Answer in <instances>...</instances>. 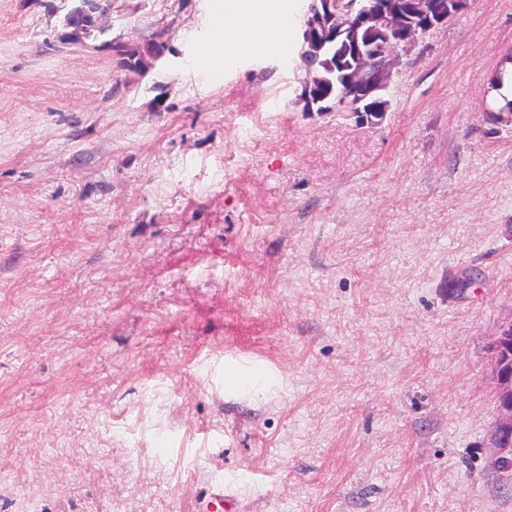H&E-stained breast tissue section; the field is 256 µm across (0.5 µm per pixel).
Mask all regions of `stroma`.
<instances>
[{"mask_svg": "<svg viewBox=\"0 0 512 512\" xmlns=\"http://www.w3.org/2000/svg\"><path fill=\"white\" fill-rule=\"evenodd\" d=\"M214 0H0V512H512V0L308 112L298 54L192 69ZM161 47L145 73L114 45ZM234 354L274 366L242 391ZM505 325L494 340L495 371L498 384V448L507 451L512 443V335Z\"/></svg>", "mask_w": 512, "mask_h": 512, "instance_id": "stroma-1", "label": "stroma"}]
</instances>
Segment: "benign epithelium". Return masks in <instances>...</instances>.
<instances>
[{
	"instance_id": "obj_1",
	"label": "benign epithelium",
	"mask_w": 512,
	"mask_h": 512,
	"mask_svg": "<svg viewBox=\"0 0 512 512\" xmlns=\"http://www.w3.org/2000/svg\"><path fill=\"white\" fill-rule=\"evenodd\" d=\"M421 0H401L396 20L387 15L382 0L354 6L353 0H322V13L306 24L305 40L315 45L323 40L336 47V65L344 71L345 82L356 111L378 117L387 111L384 91L389 82L397 49L416 36L448 24L450 14L437 0L420 6ZM383 25L385 42L377 50L355 39L343 37L344 30ZM495 371L498 384V448L512 447V332L504 326L494 340Z\"/></svg>"
}]
</instances>
